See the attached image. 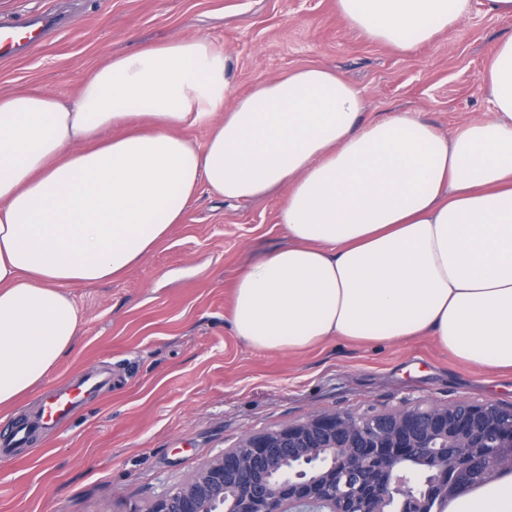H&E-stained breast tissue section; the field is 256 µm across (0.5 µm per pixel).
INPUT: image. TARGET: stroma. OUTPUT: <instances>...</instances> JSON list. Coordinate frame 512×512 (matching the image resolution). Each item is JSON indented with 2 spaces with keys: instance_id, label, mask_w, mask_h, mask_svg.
<instances>
[{
  "instance_id": "35a3bbf8",
  "label": "stroma",
  "mask_w": 512,
  "mask_h": 512,
  "mask_svg": "<svg viewBox=\"0 0 512 512\" xmlns=\"http://www.w3.org/2000/svg\"><path fill=\"white\" fill-rule=\"evenodd\" d=\"M469 0L452 37L401 51L348 27L336 0H0V17L53 8L71 28L0 61V96L78 94L112 57L209 37L230 58L232 97L319 66L361 90L365 116H421L441 132L482 118L480 76L512 17ZM286 189L250 201L200 191L182 223L122 276L74 285V351L37 388L0 408V427L92 368L114 383L73 422L0 459V512H143L204 460L247 435L324 411L352 415L429 403L512 405V374L460 363L432 337L403 344L330 340L304 352L258 351L234 335L232 288L243 269L286 244Z\"/></svg>"
}]
</instances>
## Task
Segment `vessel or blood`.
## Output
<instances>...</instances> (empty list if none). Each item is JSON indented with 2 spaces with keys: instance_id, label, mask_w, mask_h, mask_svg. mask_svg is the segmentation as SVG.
<instances>
[{
  "instance_id": "1",
  "label": "vessel or blood",
  "mask_w": 512,
  "mask_h": 512,
  "mask_svg": "<svg viewBox=\"0 0 512 512\" xmlns=\"http://www.w3.org/2000/svg\"><path fill=\"white\" fill-rule=\"evenodd\" d=\"M52 29L53 21L48 16L33 20L25 31L0 21V57L13 58L20 50L35 47L39 36L50 33ZM111 381L110 373L89 370L72 380L65 389L50 394L35 415L14 421L0 431V457H12L18 449L29 446L37 433L55 428L72 417Z\"/></svg>"
}]
</instances>
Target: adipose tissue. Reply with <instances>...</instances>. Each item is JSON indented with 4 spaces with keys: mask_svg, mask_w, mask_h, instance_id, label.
<instances>
[{
    "mask_svg": "<svg viewBox=\"0 0 512 512\" xmlns=\"http://www.w3.org/2000/svg\"><path fill=\"white\" fill-rule=\"evenodd\" d=\"M468 2L336 0L349 27L397 50L452 33ZM481 80L492 111L447 135L406 113L365 120L362 91L320 67L229 100L228 56L194 36L113 57L68 100L0 97V407L74 350L66 287L141 263L203 189L288 190L287 245L233 288L232 330L250 347L431 336L512 371V36ZM199 125L200 147L181 134ZM451 512H512V478Z\"/></svg>",
    "mask_w": 512,
    "mask_h": 512,
    "instance_id": "adipose-tissue-1",
    "label": "adipose tissue"
}]
</instances>
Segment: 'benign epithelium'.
Instances as JSON below:
<instances>
[{"label":"benign epithelium","mask_w":512,"mask_h":512,"mask_svg":"<svg viewBox=\"0 0 512 512\" xmlns=\"http://www.w3.org/2000/svg\"><path fill=\"white\" fill-rule=\"evenodd\" d=\"M439 440L462 449L454 458L439 452L429 456V469L445 484L448 499L478 487L469 479L474 463L498 478L512 473V408L501 414L493 403H430L399 409L389 415H350L336 411L316 414L300 423L249 435L233 454L239 488L224 502V455L202 462L182 484L150 502L144 512H344L345 491L328 481L317 487L305 469L282 468L276 450L308 448L309 455L325 449L336 465L363 473L384 468L388 480L374 491L372 512H405L411 498V471L405 449L435 447ZM374 451L352 454L360 443ZM267 462L272 478L258 496L251 485L255 466Z\"/></svg>","instance_id":"7a95c632"}]
</instances>
